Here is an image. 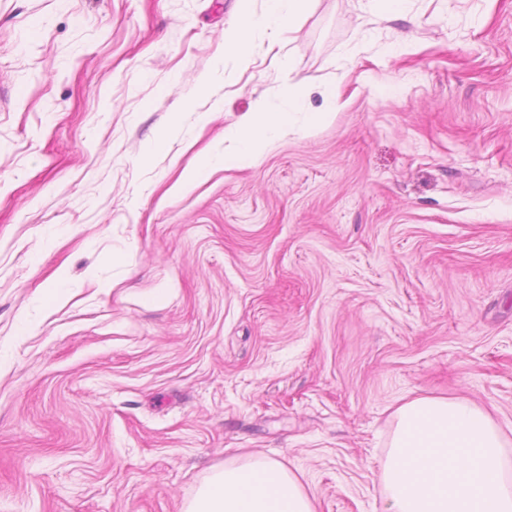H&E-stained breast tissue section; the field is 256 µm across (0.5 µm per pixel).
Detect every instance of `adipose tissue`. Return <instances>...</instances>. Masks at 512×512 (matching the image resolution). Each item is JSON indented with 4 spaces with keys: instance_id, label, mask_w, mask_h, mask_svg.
<instances>
[{
    "instance_id": "adipose-tissue-1",
    "label": "adipose tissue",
    "mask_w": 512,
    "mask_h": 512,
    "mask_svg": "<svg viewBox=\"0 0 512 512\" xmlns=\"http://www.w3.org/2000/svg\"><path fill=\"white\" fill-rule=\"evenodd\" d=\"M310 0H265L261 12L244 11L225 40L235 59L248 63L253 35L294 34ZM287 108L258 102L227 132L237 150L210 153L186 174L191 185L212 168L257 163L292 127L299 86L285 82ZM392 431L380 467L389 512H512V424L482 405L457 396L425 395L394 405ZM182 512H316L300 478L281 462L258 454L211 466Z\"/></svg>"
}]
</instances>
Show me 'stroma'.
<instances>
[{
  "label": "stroma",
  "instance_id": "stroma-1",
  "mask_svg": "<svg viewBox=\"0 0 512 512\" xmlns=\"http://www.w3.org/2000/svg\"><path fill=\"white\" fill-rule=\"evenodd\" d=\"M245 8L0 0V512H181L246 452L385 512L400 400L512 422V0H313L246 68ZM288 76L293 131L175 192Z\"/></svg>",
  "mask_w": 512,
  "mask_h": 512
}]
</instances>
